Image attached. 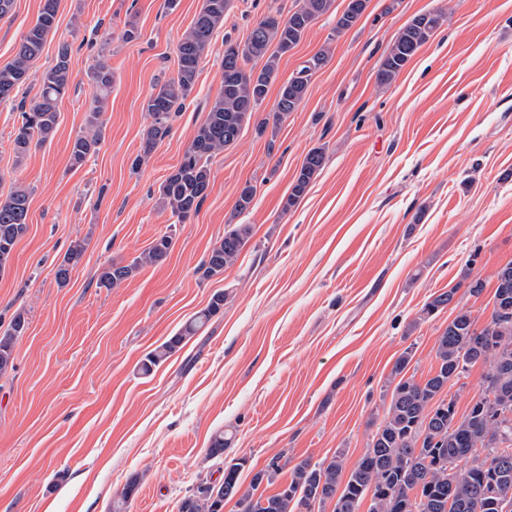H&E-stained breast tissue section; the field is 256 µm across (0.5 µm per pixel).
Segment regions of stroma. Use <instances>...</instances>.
Here are the masks:
<instances>
[{
    "instance_id": "obj_1",
    "label": "stroma",
    "mask_w": 512,
    "mask_h": 512,
    "mask_svg": "<svg viewBox=\"0 0 512 512\" xmlns=\"http://www.w3.org/2000/svg\"><path fill=\"white\" fill-rule=\"evenodd\" d=\"M302 0H230L191 96L150 154L143 102L175 76L176 47L202 0H58L57 29L17 91L31 101L67 44L75 61L53 136L22 158L20 125L0 105V199L29 191V228L0 274V327L23 313L14 367L0 374V512H178L224 462L246 458L241 488L269 458L319 461L365 453L395 385L434 368L437 337L461 310L485 326L496 273L512 262V0H369L358 24L335 33L347 0H334L282 55L255 116L321 49L328 59L275 133L247 124L210 162L200 210L177 221L158 188L179 163L221 87L224 42H242L258 19L287 16ZM42 0H14L0 20V65L34 24ZM439 11L441 27L391 84L376 71L399 29ZM135 22L137 39L124 36ZM112 69L106 103L89 67ZM100 110L102 141L82 165L71 145ZM326 160L292 209L294 176L310 149ZM256 193L234 208L244 184ZM253 236L236 264L205 278L198 267L229 221ZM168 257L119 286L103 268L130 263L161 235ZM86 250L67 284L68 248ZM484 290L473 295L472 280ZM453 291L433 317L419 312ZM223 310L151 375L139 366L215 293ZM227 445L209 446L216 432ZM66 471L58 482L56 471Z\"/></svg>"
}]
</instances>
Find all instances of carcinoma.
Returning <instances> with one entry per match:
<instances>
[{"instance_id": "1", "label": "carcinoma", "mask_w": 512, "mask_h": 512, "mask_svg": "<svg viewBox=\"0 0 512 512\" xmlns=\"http://www.w3.org/2000/svg\"><path fill=\"white\" fill-rule=\"evenodd\" d=\"M368 0H349L336 17L340 34L357 24ZM332 0H302L284 20L267 15L259 20L244 44L224 41L223 79L203 123L185 149L178 166L159 186V199L179 221L197 212L208 196L210 161L235 144L244 125L276 80L281 56L295 48L316 19L328 13ZM229 0H203L192 25L178 42L177 73L156 87L143 108L153 118L143 142L147 155L171 131L173 115L181 112L200 73V62L216 30L224 25ZM57 0H43L35 23L22 36L13 59L0 66V103L13 99V92L28 77L30 65L43 52L56 27ZM442 15L425 12L413 17L392 43L376 72L381 85L391 83L441 26ZM276 51L269 52L271 45ZM326 59L323 52L303 62L279 90L275 110L257 125L263 134L293 112L307 94L311 73ZM74 61L69 46L58 48L55 64L44 73L36 97L18 105L21 125L13 140L17 157L27 155L34 141L44 143L54 134L60 118L59 102L65 96ZM101 98L112 88V69L102 60L89 67ZM101 110L90 114V130L77 136L71 147L73 164L82 163L101 140ZM325 161L323 148L310 150L296 172L283 210L292 208L305 193ZM255 187L242 188L235 212L251 206ZM29 194L15 188L0 200V272L10 263L14 247L28 228ZM252 238V225L228 224L224 239L214 246L200 267L205 278L222 274L233 266ZM174 246L162 235L149 250L128 264L113 263L100 273L97 285L114 288L142 267L164 261ZM85 243L77 242L58 266L56 278L65 284L70 268L80 260ZM450 289L425 304L423 314L433 315L451 303ZM225 295L216 293L208 305L193 315L163 343L150 351L140 365L149 375L205 327L224 307ZM25 318L17 314L0 332V373L13 367L17 336ZM436 368L423 379L403 375L410 355L397 360L400 376L391 391L390 403L377 424L364 455L344 473V454L312 461L303 458L290 468V476L272 495L260 491L263 482L282 469L281 457H273L256 472L249 488L239 492V473L246 459L224 463L221 484L202 483L183 498L178 512H224V501L238 496L239 512H315L333 503V512H358L368 499L369 512H512V263L496 276L491 320L482 328L468 311H459L438 337ZM477 365L489 366L467 410L458 414V394L442 396L448 383L458 380Z\"/></svg>"}]
</instances>
